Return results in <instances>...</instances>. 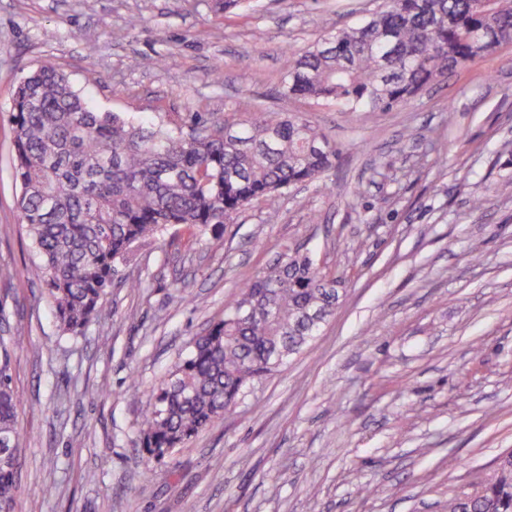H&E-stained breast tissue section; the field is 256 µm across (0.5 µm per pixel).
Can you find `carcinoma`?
Listing matches in <instances>:
<instances>
[{
  "instance_id": "obj_1",
  "label": "carcinoma",
  "mask_w": 512,
  "mask_h": 512,
  "mask_svg": "<svg viewBox=\"0 0 512 512\" xmlns=\"http://www.w3.org/2000/svg\"><path fill=\"white\" fill-rule=\"evenodd\" d=\"M512 35V0H385L369 19L288 58L283 93L354 114L388 111L494 51ZM18 223L40 258L59 331L83 336L136 243L184 225L204 235L254 201L322 180L338 155L310 122L259 107L237 123L197 113L174 123L99 112L50 63L12 94ZM341 277L288 245L193 338L154 388L140 444L163 459L231 413L255 383L318 335ZM17 340L0 337V512H15L22 399L11 374ZM448 512H512V449L448 495Z\"/></svg>"
}]
</instances>
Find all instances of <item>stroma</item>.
Returning <instances> with one entry per match:
<instances>
[{
  "label": "stroma",
  "instance_id": "stroma-1",
  "mask_svg": "<svg viewBox=\"0 0 512 512\" xmlns=\"http://www.w3.org/2000/svg\"><path fill=\"white\" fill-rule=\"evenodd\" d=\"M381 4L249 0L224 14L212 0H0V336L21 343L16 512H447L455 485L512 448V44L388 112L281 93L289 53ZM46 61L102 112L232 121L261 106L310 121L340 157L278 210L241 209L217 230L222 249L182 226L142 243L106 317L63 336L17 222L11 163L14 87ZM286 245L343 275L334 314L226 418L148 459L137 422L154 386Z\"/></svg>",
  "mask_w": 512,
  "mask_h": 512
}]
</instances>
